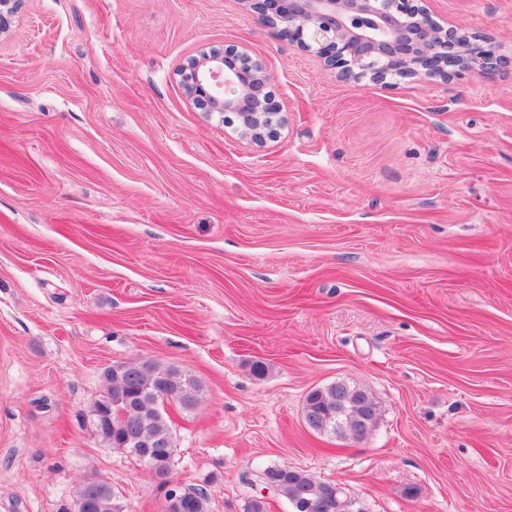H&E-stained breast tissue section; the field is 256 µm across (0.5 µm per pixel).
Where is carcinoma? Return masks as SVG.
Returning <instances> with one entry per match:
<instances>
[{
    "instance_id": "obj_1",
    "label": "carcinoma",
    "mask_w": 512,
    "mask_h": 512,
    "mask_svg": "<svg viewBox=\"0 0 512 512\" xmlns=\"http://www.w3.org/2000/svg\"><path fill=\"white\" fill-rule=\"evenodd\" d=\"M105 394L95 401L93 425L101 442L140 459L147 451L162 469L169 470L175 455V443L162 410L163 385L170 387L176 402L184 409L196 404V389L181 378L173 366H163L151 358L127 363L124 370L107 368L104 372ZM305 405L315 410L325 425L313 428L317 433L336 430V385L318 387L308 392ZM269 477L277 483V496L287 501L289 512H309L308 506L325 504V512H351L352 502L336 495V485L318 480L311 473L269 465L260 468L255 478ZM76 512H124L112 484L96 478L84 491V501L76 503ZM164 512H210V501L202 488H174L166 492Z\"/></svg>"
}]
</instances>
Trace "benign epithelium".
<instances>
[{"instance_id":"1","label":"benign epithelium","mask_w":512,"mask_h":512,"mask_svg":"<svg viewBox=\"0 0 512 512\" xmlns=\"http://www.w3.org/2000/svg\"><path fill=\"white\" fill-rule=\"evenodd\" d=\"M20 0H0V34ZM278 36L323 59L337 76L443 79L512 64L502 45L462 26L433 21L418 0H247ZM188 98L256 145L277 136L281 108L267 68L234 47L201 50L178 69Z\"/></svg>"}]
</instances>
